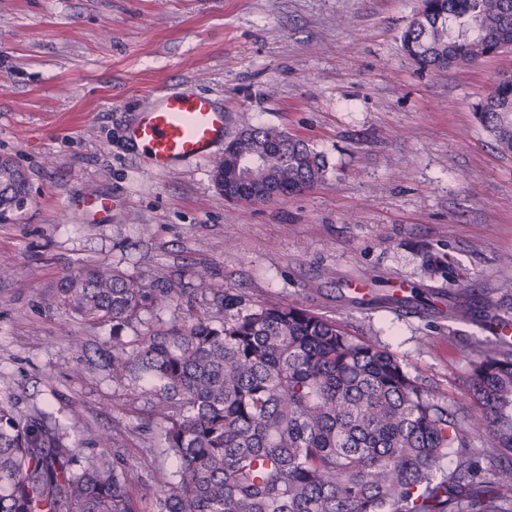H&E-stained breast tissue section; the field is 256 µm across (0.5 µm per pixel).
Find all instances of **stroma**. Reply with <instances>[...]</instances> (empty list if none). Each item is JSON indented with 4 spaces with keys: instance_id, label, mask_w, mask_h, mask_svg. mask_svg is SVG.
<instances>
[{
    "instance_id": "stroma-1",
    "label": "stroma",
    "mask_w": 512,
    "mask_h": 512,
    "mask_svg": "<svg viewBox=\"0 0 512 512\" xmlns=\"http://www.w3.org/2000/svg\"><path fill=\"white\" fill-rule=\"evenodd\" d=\"M419 0H0V157L28 178L0 222V404L44 413L77 457L98 432L137 466L153 499L173 464L146 400L127 406L107 366L112 326L42 300L83 261L183 293L146 323L187 319L213 287L252 306L313 309L387 347L458 416L486 317L512 309V154L476 121L512 74V50L422 70L400 36ZM162 87L212 96L231 133L275 126L323 158L300 195L241 207L213 161L156 174L123 125ZM85 193L112 198L84 211ZM466 296L473 319L448 316ZM146 323L122 328L125 336ZM85 347H76V340Z\"/></svg>"
}]
</instances>
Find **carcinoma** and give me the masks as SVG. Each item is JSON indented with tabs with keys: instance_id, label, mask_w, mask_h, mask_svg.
I'll return each mask as SVG.
<instances>
[{
	"instance_id": "carcinoma-1",
	"label": "carcinoma",
	"mask_w": 512,
	"mask_h": 512,
	"mask_svg": "<svg viewBox=\"0 0 512 512\" xmlns=\"http://www.w3.org/2000/svg\"><path fill=\"white\" fill-rule=\"evenodd\" d=\"M401 43L421 69L473 64L512 47V0H422ZM475 118L512 154V79L498 81ZM0 172L12 187L0 210L11 213L27 180L9 158ZM324 175L307 143L275 127L237 134L213 169L217 184L267 182L281 197ZM194 275L224 317L201 308L189 322L112 337V381L127 404L145 397L163 421L157 446L175 469L160 493L148 502L132 492L139 473L107 435L77 465L54 428L1 405L0 512H512L511 342L477 346L474 411L459 418L387 348L299 305L253 308L210 288L205 267ZM177 293L170 280L88 263L60 276L44 302L119 329ZM483 433L490 478L474 461Z\"/></svg>"
}]
</instances>
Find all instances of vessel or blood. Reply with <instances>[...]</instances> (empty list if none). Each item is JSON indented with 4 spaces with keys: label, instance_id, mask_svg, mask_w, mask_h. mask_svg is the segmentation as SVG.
<instances>
[{
    "label": "vessel or blood",
    "instance_id": "1",
    "mask_svg": "<svg viewBox=\"0 0 512 512\" xmlns=\"http://www.w3.org/2000/svg\"><path fill=\"white\" fill-rule=\"evenodd\" d=\"M227 136V115L213 98L176 89L158 91L152 106L122 130L125 145L155 173L210 159Z\"/></svg>",
    "mask_w": 512,
    "mask_h": 512
}]
</instances>
